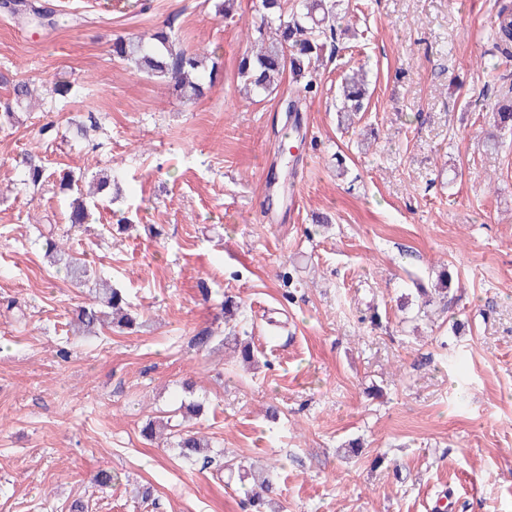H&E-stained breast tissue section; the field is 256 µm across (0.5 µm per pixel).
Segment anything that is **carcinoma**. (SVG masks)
Wrapping results in <instances>:
<instances>
[{
	"label": "carcinoma",
	"instance_id": "cac0c4a2",
	"mask_svg": "<svg viewBox=\"0 0 512 512\" xmlns=\"http://www.w3.org/2000/svg\"><path fill=\"white\" fill-rule=\"evenodd\" d=\"M338 0H298L288 7V0H260L258 18L253 21L250 48L240 56L237 65L244 91L249 95H271L278 91L286 74L294 79H305L303 91L312 93L317 89L313 74L314 64L323 56L327 40L336 39ZM0 8L13 14H22L27 22L40 27L54 26V11L50 4L41 0H0ZM490 35L502 42L512 41V12L504 6L498 20L491 24ZM112 55L128 61L136 71L159 82H167L187 99L204 95L205 84H213L219 77L218 62L205 66V58L196 52L182 48L176 43L173 31L159 30L154 33L118 36L112 42ZM367 77L357 70L343 79L340 103L337 112L340 122L348 127L354 124L356 115L364 111ZM13 98L0 100V124L11 122L15 110L31 95L24 81L12 84ZM506 101L498 99L488 105L496 125L500 129L512 127V95L505 94ZM45 169L33 156L22 161L23 181L33 187L44 179ZM64 186L71 191L66 220L72 227L95 223L93 210L97 200L82 192L78 183L69 176L63 178ZM68 274L78 280L88 281L92 277L87 265L80 257L66 260ZM100 289L95 301L75 311L74 321L83 332H94L102 318L112 316L120 326H131L136 317L131 314L126 298L106 281L99 282ZM173 448L178 456L190 462H210L209 446L190 430H180L174 435ZM274 491L268 477L256 482L250 496V506L255 512H263L266 498Z\"/></svg>",
	"mask_w": 512,
	"mask_h": 512
}]
</instances>
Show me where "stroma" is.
<instances>
[{
	"mask_svg": "<svg viewBox=\"0 0 512 512\" xmlns=\"http://www.w3.org/2000/svg\"><path fill=\"white\" fill-rule=\"evenodd\" d=\"M48 2L49 30L0 9V71L33 90L0 125V512H250L265 475L278 487L265 512H512V134L487 147L480 106L512 89V45L487 36L503 0H351L293 164L278 151L291 81L253 102L237 92L256 0L227 17L214 0ZM168 24L220 63L198 100L110 51ZM359 66L374 92L344 130L337 87ZM27 152L45 161L36 187ZM100 169L119 192L71 229L60 179ZM49 226L123 290L136 328L75 335L94 295L47 256ZM443 269L455 301L422 306L417 286ZM191 399L205 470L141 435L179 424ZM228 460L245 480H228ZM101 469L111 487L94 483Z\"/></svg>",
	"mask_w": 512,
	"mask_h": 512,
	"instance_id": "1",
	"label": "stroma"
}]
</instances>
